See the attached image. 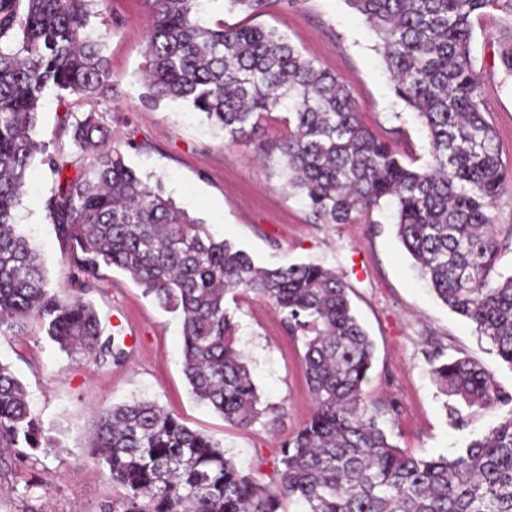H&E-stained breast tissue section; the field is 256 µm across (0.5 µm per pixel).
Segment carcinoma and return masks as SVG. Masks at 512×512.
<instances>
[{"mask_svg":"<svg viewBox=\"0 0 512 512\" xmlns=\"http://www.w3.org/2000/svg\"><path fill=\"white\" fill-rule=\"evenodd\" d=\"M97 0H0V335L39 328L87 363H119L125 351L102 333L85 294L102 269L124 271L182 326L181 364L194 398L249 428L280 419L261 404L224 295L270 302L304 338L314 412L279 445L276 483L241 471L219 443L148 400L95 413L89 455L116 490L112 512H512V414L451 455L417 457L390 441L363 386L374 345L352 312L348 285L313 263L255 266L216 239L126 164L95 115H59L77 149L50 154L38 111L53 92L94 98L112 91ZM152 13L143 98L180 102L237 141L256 120L288 111L279 153L288 187L323 224H351L386 202L397 236L437 297L467 318L512 367V274L491 208L506 179L493 128L478 102L473 18L512 16V0H348L381 36L395 94L424 123L429 161L406 166L361 120L349 90L274 29L201 24L204 0H147ZM55 176L45 209L69 269L71 292L48 287L39 253L14 210L36 154ZM430 375L467 407L512 402L494 374L438 353ZM27 392L0 360V448L19 456L56 448Z\"/></svg>","mask_w":512,"mask_h":512,"instance_id":"1","label":"carcinoma"}]
</instances>
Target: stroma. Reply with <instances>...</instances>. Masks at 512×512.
Returning a JSON list of instances; mask_svg holds the SVG:
<instances>
[{
	"mask_svg": "<svg viewBox=\"0 0 512 512\" xmlns=\"http://www.w3.org/2000/svg\"><path fill=\"white\" fill-rule=\"evenodd\" d=\"M92 23L102 35L115 86L107 96L45 97L38 138L48 152L74 154L70 133L58 119L95 113L112 131L130 166L160 180L166 195L217 237L245 249L261 266L313 262L333 269L350 288L354 311L375 346L365 398L379 408L396 404V420L384 421L400 449L419 456L449 454L466 438L487 433L512 407H472L467 429L456 428L429 374V352L465 357L489 370L512 394V367L481 340L474 325L451 312L420 279L396 236L388 208L360 216L354 224H323L291 191L279 156L264 157L266 142L288 132V114L278 110L249 136L228 143L224 132L201 114L174 103H142L141 74L152 17L145 0H100ZM214 26L261 25L277 29L305 56L336 76L351 93L365 124L388 140L413 168L429 159L427 131L394 91L381 41L347 0H271L260 13L209 0L200 15ZM512 16L488 11L474 19L471 53L483 87L480 110L497 133L500 157L510 177L495 202L494 224L512 225ZM55 185L40 159L27 171L17 208L22 231L40 251L52 290L70 289L68 266L45 210ZM87 298L105 334L124 343L123 363L89 365L69 357L39 331L0 336V360L25 386L33 413L59 442L19 461L35 488L0 481V512H110L115 491L104 469L88 459L95 411L134 398L156 401L191 429L223 446L237 467L262 484L273 481V460L282 440L312 415L299 337L282 315L254 294L227 293L224 306L262 401L282 406L279 423L248 429L224 421L197 402L181 367V324L146 296L126 273L107 269Z\"/></svg>",
	"mask_w": 512,
	"mask_h": 512,
	"instance_id": "1",
	"label": "stroma"
}]
</instances>
